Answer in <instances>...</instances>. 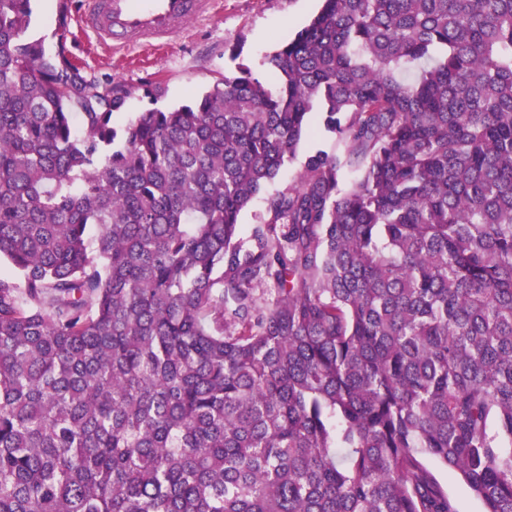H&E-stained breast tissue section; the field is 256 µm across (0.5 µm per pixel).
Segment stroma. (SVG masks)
<instances>
[{
    "instance_id": "obj_1",
    "label": "stroma",
    "mask_w": 512,
    "mask_h": 512,
    "mask_svg": "<svg viewBox=\"0 0 512 512\" xmlns=\"http://www.w3.org/2000/svg\"><path fill=\"white\" fill-rule=\"evenodd\" d=\"M83 0H36L27 38L42 40L47 52L66 46L70 58L88 74L128 90L118 122L155 106L192 100L223 80L236 63H244L267 85L275 76L266 57L288 43L320 7V0H214L210 12L189 20L161 45L136 44L116 50L81 30L77 16ZM239 51L231 60V51ZM336 141L323 131L306 135L294 160L286 162L242 212L249 229L264 215L268 197L294 186L306 156L313 150L334 151Z\"/></svg>"
}]
</instances>
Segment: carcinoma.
I'll return each instance as SVG.
<instances>
[{
    "instance_id": "cac0c4a2",
    "label": "carcinoma",
    "mask_w": 512,
    "mask_h": 512,
    "mask_svg": "<svg viewBox=\"0 0 512 512\" xmlns=\"http://www.w3.org/2000/svg\"><path fill=\"white\" fill-rule=\"evenodd\" d=\"M32 2L0 0V512H458L428 457L512 512V0H322L276 89L240 64L124 124ZM313 117L336 152L241 236Z\"/></svg>"
}]
</instances>
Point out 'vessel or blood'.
Wrapping results in <instances>:
<instances>
[{
  "label": "vessel or blood",
  "instance_id": "1",
  "mask_svg": "<svg viewBox=\"0 0 512 512\" xmlns=\"http://www.w3.org/2000/svg\"><path fill=\"white\" fill-rule=\"evenodd\" d=\"M209 6L210 0H89L78 21L98 41L121 48L169 39L190 16L206 13Z\"/></svg>",
  "mask_w": 512,
  "mask_h": 512
}]
</instances>
